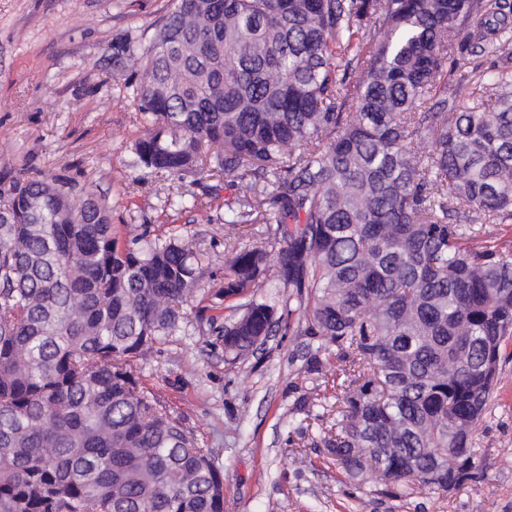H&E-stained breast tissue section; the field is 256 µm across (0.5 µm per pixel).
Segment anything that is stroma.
Instances as JSON below:
<instances>
[{"instance_id": "1", "label": "stroma", "mask_w": 512, "mask_h": 512, "mask_svg": "<svg viewBox=\"0 0 512 512\" xmlns=\"http://www.w3.org/2000/svg\"><path fill=\"white\" fill-rule=\"evenodd\" d=\"M172 0H0V174L72 178L106 198L116 233L137 224L176 234L196 253L200 285L224 283L231 255L226 205L274 186L233 185L204 174L161 178L133 162L145 134L112 89V46L148 42ZM187 199L180 210L175 203ZM233 308L199 301L179 330L138 361L145 394L178 417L199 447L215 449L224 475V512H512V338L501 348L499 379L473 433L480 467L449 493L416 485L388 492L347 479L321 449L318 426L292 425L307 383L306 337L280 323L252 356L231 361L214 328Z\"/></svg>"}]
</instances>
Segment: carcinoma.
<instances>
[{"label":"carcinoma","mask_w":512,"mask_h":512,"mask_svg":"<svg viewBox=\"0 0 512 512\" xmlns=\"http://www.w3.org/2000/svg\"><path fill=\"white\" fill-rule=\"evenodd\" d=\"M492 57L448 89L460 31ZM112 80L148 126L155 172L257 165L263 203L225 204L237 247L219 299L245 358L279 324L251 297L288 289L308 336L298 427L350 480L450 492L512 336V0H173L145 45H112ZM134 69L140 79L125 76ZM474 87L486 102L466 107ZM111 206L67 177L0 176V512H224L214 450L138 390L133 362L187 319L179 238L119 244Z\"/></svg>","instance_id":"obj_1"}]
</instances>
